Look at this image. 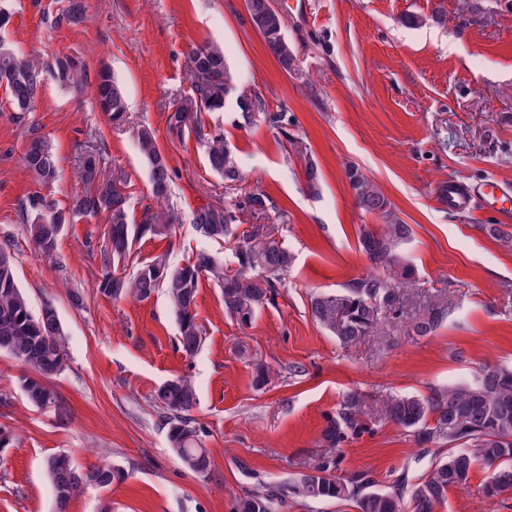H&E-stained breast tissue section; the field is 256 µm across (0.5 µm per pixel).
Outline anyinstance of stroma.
<instances>
[{
	"mask_svg": "<svg viewBox=\"0 0 512 512\" xmlns=\"http://www.w3.org/2000/svg\"><path fill=\"white\" fill-rule=\"evenodd\" d=\"M296 54L282 69L254 30L244 0H87L83 23L53 28L66 0H0L11 13L0 40L52 64L84 61L77 87L45 86L24 118L0 112V244L16 259L18 284L33 311L50 306L68 335V365L51 381L67 414L28 404L18 362L0 355V427L15 441L0 449V512H57L45 459L66 453L79 469L107 462L128 477L74 498L67 512H232L239 496L274 489L315 464L321 432L345 394L359 391L367 406L391 393L417 395L433 386L467 382L485 365H512V251L486 238L484 224L512 232V214L448 209L436 187L494 178L512 187V0H272ZM428 17L408 28L404 14ZM439 23H431V16ZM223 44L238 92L259 96L269 113L292 117L321 174L319 195L306 187L302 160L264 119L241 129L234 104L200 113L204 128L220 124L248 180L275 212H287L283 236L296 261L275 305L239 326L224 312L220 289L202 280L197 298L204 342L194 356L178 347L177 326L163 292L113 301L98 291L105 268L104 216L67 225L54 257L23 231L20 205L35 191L21 163L28 126L56 148L60 178L48 195L66 206L81 190V150L103 155L108 175L125 179L130 208L153 205L136 127L150 125L178 176L170 203L182 214L223 204L224 181L212 173L194 134L170 135L167 112L191 92L187 52ZM109 66L125 91L128 120L115 125L90 89ZM357 165L391 202L413 234L403 254L418 268L422 290L445 289L458 302L435 335L414 339L405 325L344 349L311 318L310 292L336 290L364 275L362 226L378 217L360 211L346 178ZM223 247L190 222L172 240L143 239L134 255L168 252L173 265L193 251ZM81 303H74L73 295ZM273 378L258 389L254 360ZM192 376L194 418L206 430L213 465L187 470L169 446L154 395L166 380ZM343 473L367 471L381 487L407 485L424 474L435 451L408 432L380 422L343 446ZM476 471L436 512H512V490L489 496Z\"/></svg>",
	"mask_w": 512,
	"mask_h": 512,
	"instance_id": "1",
	"label": "stroma"
}]
</instances>
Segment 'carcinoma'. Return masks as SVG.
Returning a JSON list of instances; mask_svg holds the SVG:
<instances>
[{
    "mask_svg": "<svg viewBox=\"0 0 512 512\" xmlns=\"http://www.w3.org/2000/svg\"><path fill=\"white\" fill-rule=\"evenodd\" d=\"M246 9L267 50L285 71L293 70L296 54L285 35L284 19L271 0H246ZM86 11V0H67L54 25L76 26L84 21ZM188 59L194 77L192 95L173 103L167 117L169 131L180 139L195 113L223 111L235 91L223 46L214 42L195 46L189 50ZM80 69L81 64L75 59L59 57L55 77L71 82ZM44 75L45 68L38 57L0 42V87L14 111H30L43 89ZM96 88L101 110L110 114L112 122H124V92L109 67L97 71ZM235 103L241 127L253 124L264 109L260 98L245 94L237 95ZM268 122L279 140L298 148L297 139L289 131L293 122L288 113L273 114ZM194 133L210 170L224 177L225 188L235 190L245 182L222 130L206 133L198 124ZM137 144L148 166L156 201V207L146 208L138 220L130 212L125 183L103 176L102 156L96 149H87L80 155L83 190L71 198L67 207H58L42 194L41 189L53 185L59 177L57 156L50 138L35 126L29 128L22 163L39 189L22 202L23 227L35 246L52 255L66 225L84 217L106 216L112 270L103 275L98 291L117 301L127 297L147 299L163 290L178 326V346L192 355L203 344V329L197 321L202 278L221 288L224 311L245 327L263 308L276 303L295 262L288 245L277 239L279 225L288 223V214L280 213L275 223H263L271 209L270 199L263 191L252 189L222 206H198L191 213V223L201 236L230 245V261L207 250L195 252L183 266L171 265L165 253L136 260V244L144 238H169L175 225L182 221L181 213L166 205L176 172L160 149L154 130L142 126L137 131ZM305 177L309 191L319 193L320 173L315 161L306 164ZM346 177L357 206L382 221L380 229L366 227L360 236L362 250L376 273L353 278L337 291L311 294L312 319L346 348L381 335L389 319L406 323L413 336L433 335L448 321L454 298L438 292L423 296L412 307L408 305L405 296L415 287V269L399 252V245L410 237V226L397 217L379 186L356 167H348ZM243 223L246 227L242 230ZM480 229L485 236L512 249V234L505 232L502 225L482 224ZM1 352L29 372L20 380V388L31 406L63 412L62 400L50 380L67 365V335L53 308L46 306L38 314L32 312L18 286L14 253L7 245H0ZM253 370L255 386H266L272 378L271 367L257 360ZM155 401L163 410L168 442L179 460L195 474L208 473L212 460L204 446L205 429L192 416L198 403L193 379L181 375L166 381L157 390ZM362 404L360 394L351 392L336 415L327 418L321 439L329 450L363 430ZM379 416L410 432L422 448H446L428 472L412 484L409 500H404L403 493L396 489L375 488L367 473L338 475L335 462L324 460L276 490L245 493L236 500L234 512H277L290 493L314 501H351L357 512H435V507L447 500L448 492L465 489L478 469L486 473L488 494L512 489V368L485 366L469 382L434 388L426 395L391 396L383 403ZM45 468L53 485L57 512H66L69 502L90 486L109 488L127 478L125 471L110 465H96L83 472L65 453L48 456Z\"/></svg>",
    "mask_w": 512,
    "mask_h": 512,
    "instance_id": "obj_1",
    "label": "carcinoma"
}]
</instances>
